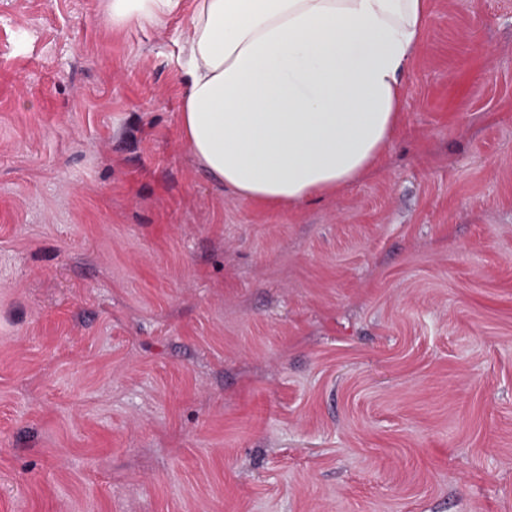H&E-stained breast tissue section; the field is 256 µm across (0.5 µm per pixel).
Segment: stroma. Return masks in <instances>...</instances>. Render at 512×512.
<instances>
[{"mask_svg": "<svg viewBox=\"0 0 512 512\" xmlns=\"http://www.w3.org/2000/svg\"><path fill=\"white\" fill-rule=\"evenodd\" d=\"M105 3L0 0V512H512V0H430L381 164L280 210Z\"/></svg>", "mask_w": 512, "mask_h": 512, "instance_id": "1", "label": "stroma"}]
</instances>
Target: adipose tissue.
Here are the masks:
<instances>
[{
  "instance_id": "1",
  "label": "adipose tissue",
  "mask_w": 512,
  "mask_h": 512,
  "mask_svg": "<svg viewBox=\"0 0 512 512\" xmlns=\"http://www.w3.org/2000/svg\"><path fill=\"white\" fill-rule=\"evenodd\" d=\"M428 0H110L113 29L182 11L178 122L236 196L301 206L372 169L400 121Z\"/></svg>"
}]
</instances>
